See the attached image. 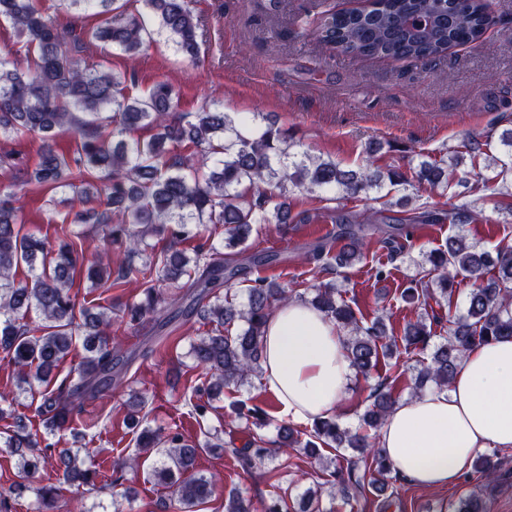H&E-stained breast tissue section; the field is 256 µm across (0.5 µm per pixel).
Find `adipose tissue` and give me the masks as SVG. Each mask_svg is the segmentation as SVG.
<instances>
[{
	"label": "adipose tissue",
	"mask_w": 512,
	"mask_h": 512,
	"mask_svg": "<svg viewBox=\"0 0 512 512\" xmlns=\"http://www.w3.org/2000/svg\"><path fill=\"white\" fill-rule=\"evenodd\" d=\"M352 377L335 324L307 301L290 300L270 316L261 383L286 417L310 424L334 416ZM377 442L420 489L455 486L481 449L512 448V339L468 351L449 388L399 402Z\"/></svg>",
	"instance_id": "adipose-tissue-1"
}]
</instances>
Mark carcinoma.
I'll return each mask as SVG.
<instances>
[{
	"mask_svg": "<svg viewBox=\"0 0 512 512\" xmlns=\"http://www.w3.org/2000/svg\"><path fill=\"white\" fill-rule=\"evenodd\" d=\"M119 0H66V7L94 9L102 17L90 35L111 43L131 55L139 53L151 33L152 22L166 34L179 52L197 57L198 20L191 0H141L146 12L123 17ZM0 17L9 19L28 38V64L21 67L0 55V133L10 141L35 133L43 135V146L34 167L20 154L0 156V352L18 367L17 386L35 392L48 384L52 371L68 356L75 337H83L85 355L55 389L40 392L37 413L47 417L51 431L69 428L78 404L99 396L102 387L118 382V361L110 347L112 323L131 327L144 317L165 309L159 324L173 313L188 318L198 314L214 324L205 336L193 342L191 355L206 372L207 384L196 392H219L241 385L261 371L264 328L276 305L292 299L285 287L263 278L246 288V303L231 293L234 279L244 269L241 256L247 251L255 224L276 222L288 226L290 194L297 188L308 194L333 192L331 200H355L385 184L411 186L417 182L431 189H446L452 173L443 159H422L408 173L382 172L369 161L357 169H344L306 151H297L288 136L273 124L241 133L227 112L207 107L190 113L176 111L177 97L171 86L158 82L148 94H129L127 80L111 72L83 67L76 57L81 35L45 19L38 0H0ZM495 24L487 0H371L362 10L324 14L318 24L321 40L333 49L365 58L431 60L453 46L478 41ZM158 133L148 139L134 137L147 129ZM69 134L75 146L66 155L55 149V138ZM122 136L117 145L112 139ZM212 161L205 173L193 164L195 156ZM45 189L68 186L79 193L86 206L75 221L91 224L97 237L69 230L65 224L49 237L25 229L21 190L28 183ZM320 218L338 224L341 231L316 245L314 259L325 255L336 269H346L363 258L368 232L392 241L396 226L408 224H462L483 219L479 211L433 209L391 216L379 210L368 219L357 211L323 206ZM200 224L224 226V251L204 241L193 246L194 258L179 249L201 237ZM142 226H157L168 232L169 242L158 253L141 262L146 251ZM125 245V258L117 269L104 254L112 243ZM440 294L452 300L458 280L471 289L465 312L452 321L448 335L431 344L434 332L425 318L406 324L403 336L387 338L384 317L365 327L353 307L335 285L313 286L309 303L345 332L344 346L358 378L369 380L380 362L386 378L371 387L369 404L359 427L352 429L339 416L317 420L307 438L294 425H278L277 440L270 443L252 436L243 448L231 453L238 465L250 470L278 454L301 453L323 459L322 449L351 448L358 462L334 458L326 466L330 498L341 494L348 501L371 487H388L392 470L376 437L398 402L395 383L405 377L399 362L388 358L404 350L433 347L410 386V396L429 387L448 388L464 354L477 346L501 338H512V245L494 252L477 248L460 233L448 237L445 248L426 256ZM27 268L24 278L17 269ZM95 285L116 288L135 278L144 286L145 298L115 307L112 303L79 306L70 294L77 275ZM431 292L424 277L413 278L401 292L409 304L427 305ZM36 313L43 324L35 328L21 323ZM242 328L235 334L236 322ZM236 418L245 426L262 428L270 418L261 408L241 404ZM5 446L22 458L20 478L29 479L52 459L63 467L66 483L86 484L97 476L95 466L85 463L66 448L48 443L21 427L5 438ZM138 455L164 451L155 473L170 490L178 512L194 508L211 495V480L196 471L204 451L224 449L219 436L203 443L190 441L178 431L143 430L137 437ZM475 472L486 481L497 478L499 462L489 454L477 456ZM34 512H55L57 488H36ZM253 505L232 493L224 512H252ZM455 512H489L483 495L472 491L462 496Z\"/></svg>",
	"mask_w": 512,
	"mask_h": 512,
	"instance_id": "obj_1",
	"label": "carcinoma"
}]
</instances>
